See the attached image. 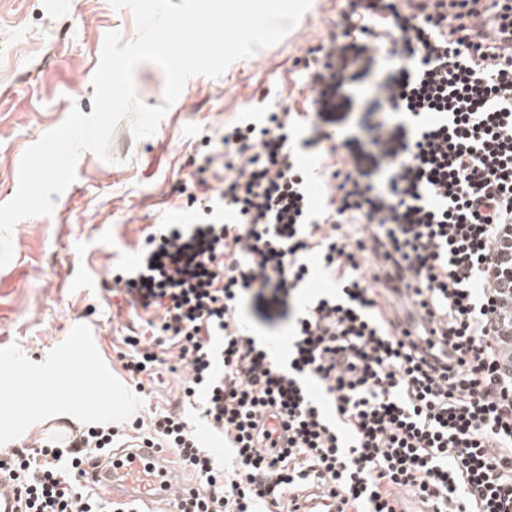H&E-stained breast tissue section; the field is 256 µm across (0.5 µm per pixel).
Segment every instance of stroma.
Returning <instances> with one entry per match:
<instances>
[{
  "label": "stroma",
  "mask_w": 512,
  "mask_h": 512,
  "mask_svg": "<svg viewBox=\"0 0 512 512\" xmlns=\"http://www.w3.org/2000/svg\"><path fill=\"white\" fill-rule=\"evenodd\" d=\"M345 5L312 0L280 42L220 77L192 76L153 136L134 139L121 121L110 160L82 152L52 215L15 224L13 257L0 267V417L11 421L0 428V450L39 441L61 418L78 426L109 419V411L69 403L68 382L83 381L130 415L179 408L216 460L233 466L221 436L184 404L181 373H164L144 403L133 401L118 358L129 316L116 312L112 270L135 265L139 239L173 215L172 189L218 125L242 118L261 97L270 106L302 108L309 92L294 59ZM114 30L127 41L137 35L131 10L114 9L110 0H0V204L14 197L29 146L72 108L92 113L98 47Z\"/></svg>",
  "instance_id": "stroma-1"
}]
</instances>
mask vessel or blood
<instances>
[{"label": "vessel or blood", "instance_id": "b4317fda", "mask_svg": "<svg viewBox=\"0 0 512 512\" xmlns=\"http://www.w3.org/2000/svg\"><path fill=\"white\" fill-rule=\"evenodd\" d=\"M88 485L111 493L117 504L174 501L178 496L169 454L140 440L99 455L86 468ZM19 486L11 475L0 474V512H20Z\"/></svg>", "mask_w": 512, "mask_h": 512}]
</instances>
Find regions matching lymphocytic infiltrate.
<instances>
[{"mask_svg":"<svg viewBox=\"0 0 512 512\" xmlns=\"http://www.w3.org/2000/svg\"><path fill=\"white\" fill-rule=\"evenodd\" d=\"M294 63L304 111L259 101L219 127L179 189L193 219L153 225L115 278L142 319L119 353L136 392L175 354L234 468L176 412L90 424L0 453L22 512H140L82 482L88 455L132 434L195 476L177 512H297L316 482L339 512L406 495L512 512V0H348ZM317 146L315 172L299 150ZM316 265L335 287L308 299ZM254 326L290 333L285 361ZM269 410L287 445L258 431Z\"/></svg>","mask_w":512,"mask_h":512,"instance_id":"lymphocytic-infiltrate-1","label":"lymphocytic infiltrate"}]
</instances>
